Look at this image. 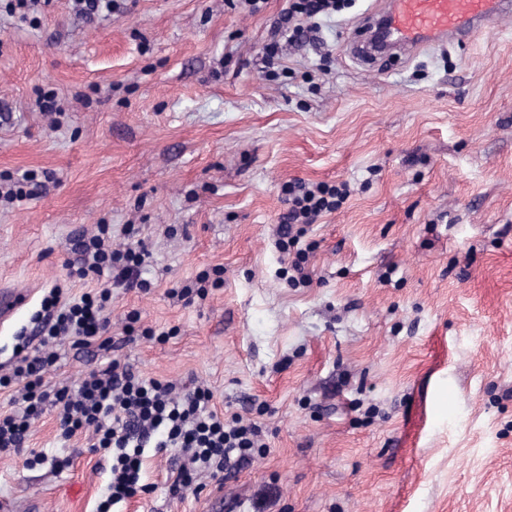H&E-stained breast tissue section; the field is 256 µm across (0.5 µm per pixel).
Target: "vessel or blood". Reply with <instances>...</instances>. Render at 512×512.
I'll return each instance as SVG.
<instances>
[{
    "mask_svg": "<svg viewBox=\"0 0 512 512\" xmlns=\"http://www.w3.org/2000/svg\"><path fill=\"white\" fill-rule=\"evenodd\" d=\"M512 17V0H387L373 17L392 45L415 53L447 39L468 40Z\"/></svg>",
    "mask_w": 512,
    "mask_h": 512,
    "instance_id": "b4317fda",
    "label": "vessel or blood"
}]
</instances>
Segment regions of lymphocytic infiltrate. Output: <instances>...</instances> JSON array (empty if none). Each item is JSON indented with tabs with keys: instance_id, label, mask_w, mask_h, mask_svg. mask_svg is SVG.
Instances as JSON below:
<instances>
[{
	"instance_id": "1",
	"label": "lymphocytic infiltrate",
	"mask_w": 512,
	"mask_h": 512,
	"mask_svg": "<svg viewBox=\"0 0 512 512\" xmlns=\"http://www.w3.org/2000/svg\"><path fill=\"white\" fill-rule=\"evenodd\" d=\"M349 3L350 0H289L279 31L288 40H296L304 30L295 25V18L332 15ZM282 192L288 211L279 228L277 247L281 252L295 254L291 283L306 285L310 282L305 267L308 251L301 241L307 228L323 214L342 207L350 191L344 183L289 182L283 185ZM135 232L134 225H124L121 233L128 243L122 249L113 248L112 227L108 224L99 225L96 234L77 240L82 260L78 274L100 280V287L67 301L62 300L60 288L50 289L32 317L38 345L21 341L12 375L0 378L1 387L8 386L14 378L23 383L16 397L17 409L0 414L1 454L22 447L32 420L51 399L59 406L63 438L82 430L92 432L94 449L111 455L108 494L97 512H113L138 493L148 492V485L142 482L145 448L179 449L183 461L172 471L168 485L173 496L195 488L200 473L220 479L226 471L267 451L260 426L244 421L240 415L226 417L212 409L210 389L198 386L180 392L175 384L135 374L116 360L106 369L84 377L77 391L65 386L53 391L45 388L43 372L53 363L50 347L66 337L89 345L107 333L105 312L112 301L113 288L150 291V281L142 276L146 253L134 241Z\"/></svg>"
}]
</instances>
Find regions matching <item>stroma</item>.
<instances>
[{
	"label": "stroma",
	"mask_w": 512,
	"mask_h": 512,
	"mask_svg": "<svg viewBox=\"0 0 512 512\" xmlns=\"http://www.w3.org/2000/svg\"><path fill=\"white\" fill-rule=\"evenodd\" d=\"M6 4L0 180H46L23 206L0 202V289L27 296L0 325V375L50 288L91 289L76 237L108 224L119 245L132 224L151 293L113 289L115 347L61 340L45 384L117 359L207 385L268 447L181 498L167 492L178 449H147L154 490L124 512H512V19L371 65L349 45L382 0H353L302 20L308 38L269 68L288 0H119L92 19L74 0ZM44 93L59 112L40 110ZM294 180L350 189L312 224L311 283L296 287L275 245ZM216 266L205 300L171 296ZM133 311L167 339L127 340ZM56 414L46 402L0 453L14 512H96L107 494L111 457L88 432L61 440Z\"/></svg>",
	"instance_id": "1"
}]
</instances>
